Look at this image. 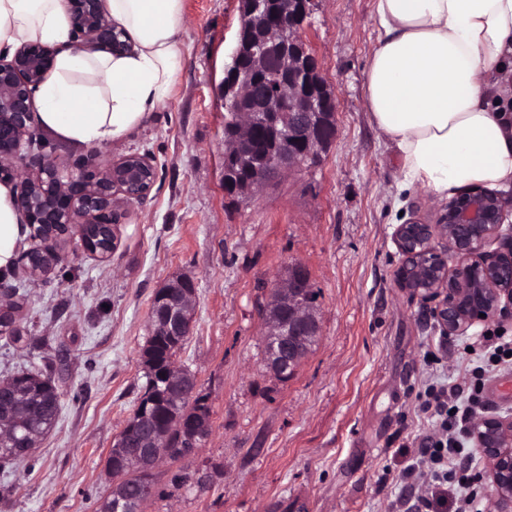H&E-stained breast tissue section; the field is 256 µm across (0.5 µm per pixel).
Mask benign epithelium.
I'll use <instances>...</instances> for the list:
<instances>
[{"mask_svg":"<svg viewBox=\"0 0 512 512\" xmlns=\"http://www.w3.org/2000/svg\"><path fill=\"white\" fill-rule=\"evenodd\" d=\"M313 0H239L240 25L235 47L224 63V101L237 104L224 120L223 189L227 197L249 199L285 175L316 166L335 130L336 93L325 81L302 31ZM71 37L88 51L123 52L124 32L103 0H67ZM55 52L29 43L12 58L0 57V180L13 183L15 203L31 228L41 229L44 250L54 252L66 238L96 252L82 239V227L103 225L117 247L124 206L149 196L155 179L151 159L126 155L103 164L95 155L65 161L33 139L34 88L53 72ZM260 124L274 136L266 150L252 148ZM505 201L484 188H468L440 208L436 221L415 219L395 227L392 238L401 256L397 281L434 306L427 320L444 337L497 319L512 322V226L504 223ZM484 272L472 285L467 273ZM313 283L299 262L284 269L270 291L286 315L265 322V366L276 376L291 375L318 335ZM195 287L169 284L154 297L151 336L190 334ZM468 439L484 458L481 479L490 487L486 512H512V412L489 411L468 428ZM166 433L145 428L128 455L134 465L143 452L164 453Z\"/></svg>","mask_w":512,"mask_h":512,"instance_id":"7a95c632","label":"benign epithelium"}]
</instances>
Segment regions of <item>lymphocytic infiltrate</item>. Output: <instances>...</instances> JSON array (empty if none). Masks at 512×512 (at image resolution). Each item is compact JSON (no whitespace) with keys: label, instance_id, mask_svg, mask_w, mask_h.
Listing matches in <instances>:
<instances>
[{"label":"lymphocytic infiltrate","instance_id":"obj_1","mask_svg":"<svg viewBox=\"0 0 512 512\" xmlns=\"http://www.w3.org/2000/svg\"><path fill=\"white\" fill-rule=\"evenodd\" d=\"M502 363H512V336L488 331L483 335L482 353L473 364L467 388L433 384L426 387L421 410L435 420L434 437L407 470L408 476L427 488L426 495L418 499L419 506L441 507L450 502L454 512H473L468 468L462 463L466 452L456 436L455 425L459 415L469 414L478 404L489 369Z\"/></svg>","mask_w":512,"mask_h":512}]
</instances>
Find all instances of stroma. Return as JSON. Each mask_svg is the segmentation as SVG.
<instances>
[{
  "instance_id": "obj_1",
  "label": "stroma",
  "mask_w": 512,
  "mask_h": 512,
  "mask_svg": "<svg viewBox=\"0 0 512 512\" xmlns=\"http://www.w3.org/2000/svg\"><path fill=\"white\" fill-rule=\"evenodd\" d=\"M184 13L173 95L124 141L73 148L35 131L66 159L148 154L156 180L109 259L70 239L48 274L29 281L17 265L0 277L27 282L21 341L0 334V378L50 362L61 393L52 431L0 465V512H97L112 483L106 457L146 381L152 298L180 276L194 280L196 307L176 362L207 394L212 429L191 456L158 467L167 493L142 512H412L400 475L432 425L416 394L429 378L462 383L471 338L440 342L418 316L422 299L395 280L394 224L433 217L441 201L399 189L398 159L368 120L374 0H315L304 35L336 91L335 139L318 167L243 202L222 186L220 97L239 3L184 0ZM295 261L312 275L319 336L282 380L264 365L257 303ZM179 470L185 481L170 485Z\"/></svg>"
}]
</instances>
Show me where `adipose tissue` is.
<instances>
[{
    "label": "adipose tissue",
    "instance_id": "obj_1",
    "mask_svg": "<svg viewBox=\"0 0 512 512\" xmlns=\"http://www.w3.org/2000/svg\"><path fill=\"white\" fill-rule=\"evenodd\" d=\"M133 43L118 54L70 43L65 0H0V52L55 50L34 96L38 125L74 146L125 138L170 100L184 61V0H105ZM366 69L370 122L396 150L400 184L438 197L512 188V125L495 114L494 78L512 64V0H374ZM14 187L0 183V274L23 234Z\"/></svg>",
    "mask_w": 512,
    "mask_h": 512
}]
</instances>
